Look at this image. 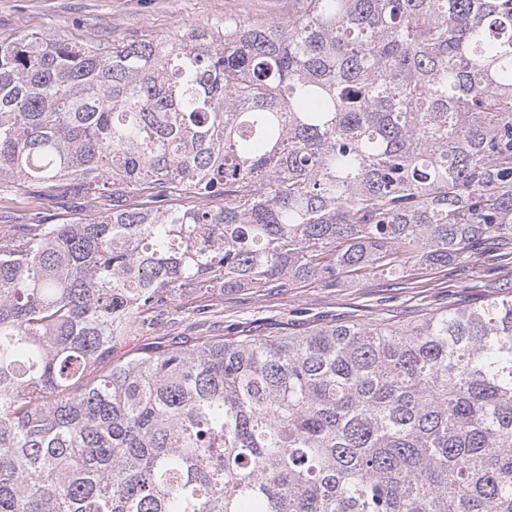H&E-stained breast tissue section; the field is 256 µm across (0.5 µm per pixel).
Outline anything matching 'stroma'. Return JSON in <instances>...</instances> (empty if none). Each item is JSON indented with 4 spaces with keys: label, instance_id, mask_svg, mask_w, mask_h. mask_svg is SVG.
Wrapping results in <instances>:
<instances>
[{
    "label": "stroma",
    "instance_id": "stroma-1",
    "mask_svg": "<svg viewBox=\"0 0 512 512\" xmlns=\"http://www.w3.org/2000/svg\"><path fill=\"white\" fill-rule=\"evenodd\" d=\"M306 5V0H0V38L46 33L69 42L119 43L144 34L165 36L227 14L282 20L302 14ZM75 214L52 197L0 193L2 226L58 224ZM506 279H512V258L485 244L446 267L411 266L397 278L380 272L356 283L312 279L228 293L214 312L204 311L203 299L184 296L157 333L190 336L198 322L206 335L227 339L304 334L346 322L392 324L483 299L489 284Z\"/></svg>",
    "mask_w": 512,
    "mask_h": 512
}]
</instances>
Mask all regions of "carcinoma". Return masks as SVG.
Masks as SVG:
<instances>
[{"label": "carcinoma", "instance_id": "obj_1", "mask_svg": "<svg viewBox=\"0 0 512 512\" xmlns=\"http://www.w3.org/2000/svg\"><path fill=\"white\" fill-rule=\"evenodd\" d=\"M3 185L109 206L0 227V512H512V280L112 359L186 292L512 251V0L0 39Z\"/></svg>", "mask_w": 512, "mask_h": 512}]
</instances>
